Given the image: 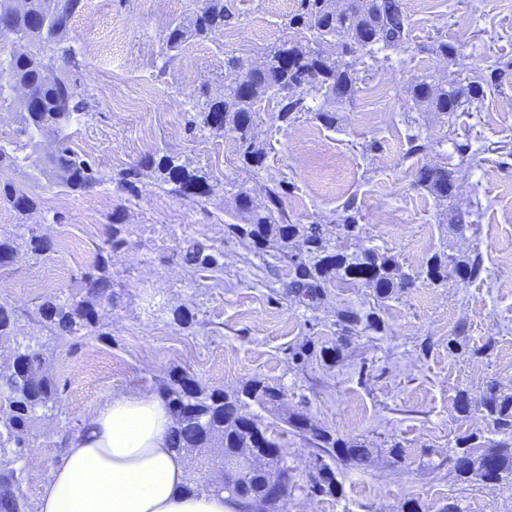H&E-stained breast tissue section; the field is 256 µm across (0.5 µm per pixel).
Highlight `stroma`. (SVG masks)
Listing matches in <instances>:
<instances>
[{
  "label": "stroma",
  "instance_id": "1",
  "mask_svg": "<svg viewBox=\"0 0 512 512\" xmlns=\"http://www.w3.org/2000/svg\"><path fill=\"white\" fill-rule=\"evenodd\" d=\"M232 2L234 30L212 40L191 37L171 50L167 27L189 22L197 0H87L70 43L89 115L69 127V144L106 181L72 192L34 169L9 175L40 206L23 219L0 203V233L23 222L54 244L46 254L0 266V298L18 312L49 294L81 298L82 273L94 263L113 212L121 213L127 240L112 255L113 301L99 310L98 334L41 338L60 399L17 462L29 512H38L42 486L62 460L63 435L81 433L114 396L160 394L173 369L213 388L230 391L259 378L285 391L284 405L253 403L249 411L288 450L299 484L288 512H401L410 499L437 512L451 497L462 512H512V488L458 484L448 462L457 436L489 426L480 411H455L457 390L477 398L492 383L512 388V87L446 116L418 110L410 94L423 79H462L512 61V0H402L408 43L375 50L356 75L355 96L338 106L335 128L308 112L283 127L273 106L261 110L257 140L268 155L255 172L244 169L231 136L192 131L188 122L195 104L223 93L225 58L254 64L279 39L303 34L284 28L296 0ZM441 41L461 45L455 62L435 53ZM413 134L431 140L432 150L411 154ZM158 150L207 173L210 197L176 199L149 178L139 197L119 190L117 173ZM426 163L455 171L453 198L439 200L417 184ZM273 178L288 184V223L324 225L345 254L394 255L412 285L389 299L369 287L334 285L323 300L296 297L287 261L226 231L237 221L234 187L247 188L260 205ZM349 202L359 211L355 237L336 225ZM190 241L221 251L220 267L197 273L186 266ZM442 251L481 255L479 277L423 282L425 261ZM342 306L378 313L385 332L342 330ZM180 311L192 324L177 321ZM453 336L490 339L495 348L463 360L448 351ZM305 345L338 354L331 362L295 360ZM294 413L371 448L367 465L332 462L337 495L301 492L315 451L287 424Z\"/></svg>",
  "mask_w": 512,
  "mask_h": 512
}]
</instances>
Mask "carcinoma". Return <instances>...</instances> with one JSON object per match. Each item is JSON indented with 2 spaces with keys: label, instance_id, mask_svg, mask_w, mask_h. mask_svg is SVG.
<instances>
[{
  "label": "carcinoma",
  "instance_id": "cac0c4a2",
  "mask_svg": "<svg viewBox=\"0 0 512 512\" xmlns=\"http://www.w3.org/2000/svg\"><path fill=\"white\" fill-rule=\"evenodd\" d=\"M16 0H0V28L16 27L25 38V45L17 50H0V111L15 108L11 83L20 81L31 90L27 106L16 113L18 128L13 135L0 138V171L20 170L36 163L27 149H36L38 136L57 140V152L49 156V163L60 172L63 186L72 192L86 191L104 182V176L68 144L66 130L86 115L88 102L80 92L72 70L78 63L76 52L67 45L71 22L85 6L86 0H22L24 11L12 9ZM237 21L229 0H199L190 24H171L166 32L169 49L179 48L187 38L210 40ZM285 28L305 29L312 39L305 43L284 39L273 45L264 60L256 67H244L239 60L228 59V76L224 79V93L209 97L194 107L195 115L189 121L190 129L212 133H230L238 143L244 168L260 170L267 158L265 148L255 142L251 129L258 117L256 104L261 101L276 104L277 121L288 126L301 112H314V118L326 128L336 126V105L351 99L356 91V67L365 64L364 57L375 45L385 48L406 43L409 37L408 17L402 0H350L346 9L336 8L335 0H297L296 9L287 16ZM344 34L346 49L339 57L328 55L323 44L327 37ZM56 61L55 77L43 78L44 63ZM512 72V62L494 65L487 73L465 85L459 83L427 82L422 80L411 87V98L417 108L448 114L456 112L465 103L481 101L486 90L499 88ZM319 95L323 103L316 109L306 104L307 95ZM154 183L175 198H206L212 191L208 176L203 171L180 162L178 156L155 152L139 164L118 174V186L129 195L140 193L139 184L145 173ZM417 181L439 198H448L454 191V174L446 167L422 166ZM288 188L278 183L267 191V203L258 207L249 193L240 188L236 193L241 223L226 225L228 233L248 241L259 251L275 248L289 261L293 277L290 286L301 298L317 299L330 284L339 283L350 288L364 284L375 288L378 297L385 299L393 288L408 284L396 258L367 250L359 255L336 254L320 224H288L282 209V197ZM0 202L19 215H27L38 208L35 196L27 193L12 180L0 181ZM357 212L347 205L341 216V229L353 235L358 230ZM126 244L123 221L119 212L112 213L110 230L98 249L95 265L82 277L85 295L80 300H62L50 297L31 314L29 322L39 332L76 336L80 332L91 335L96 331L98 308L112 303V252ZM48 238L30 233L25 237L0 233V264L12 262L20 254L41 255L51 251ZM184 262L207 270L218 267L216 256L205 248L191 243L183 255ZM462 268L469 277L481 272L479 256L459 259L445 253H435L420 271L431 284L448 278V267ZM339 321L349 327L363 322L375 331L385 329L384 321L369 312L365 315L342 309ZM15 309L0 298V348L13 342L11 369L0 372V457L12 454L23 456L29 447L36 421L56 409L59 393L53 378L47 373V358L38 342L21 343L17 340ZM494 344L487 340L472 345L469 340H448V351L463 356H488ZM190 376L170 371L163 381L162 392L168 410L175 419L170 433V445L178 452L188 453L224 442V455L234 456L244 451L266 458V469L244 472L238 479L241 490L216 481L212 491H224L234 498L257 495L269 479L290 471L288 451L267 437V425L257 415L242 427L238 420L245 415L249 402L259 405L280 402L284 392L261 380H252L233 391L209 388L194 383L186 390ZM455 410L462 416L472 406L481 408L505 440L488 439L476 432L456 438L454 456L450 458L451 473L461 483L495 484L512 481V392H502L492 384L473 403L469 390L457 391ZM288 424L317 450V455L336 457L361 465L369 459L370 448L357 440H345L314 425L304 416H290ZM22 471H0V512H28L21 489ZM306 494L334 496L339 491L336 474L323 464L319 476L304 487Z\"/></svg>",
  "mask_w": 512,
  "mask_h": 512
}]
</instances>
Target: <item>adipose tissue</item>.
I'll return each mask as SVG.
<instances>
[{
    "instance_id": "obj_1",
    "label": "adipose tissue",
    "mask_w": 512,
    "mask_h": 512,
    "mask_svg": "<svg viewBox=\"0 0 512 512\" xmlns=\"http://www.w3.org/2000/svg\"><path fill=\"white\" fill-rule=\"evenodd\" d=\"M173 419L155 395H119L70 439L43 485L38 512H254L252 501L188 491L170 446Z\"/></svg>"
}]
</instances>
